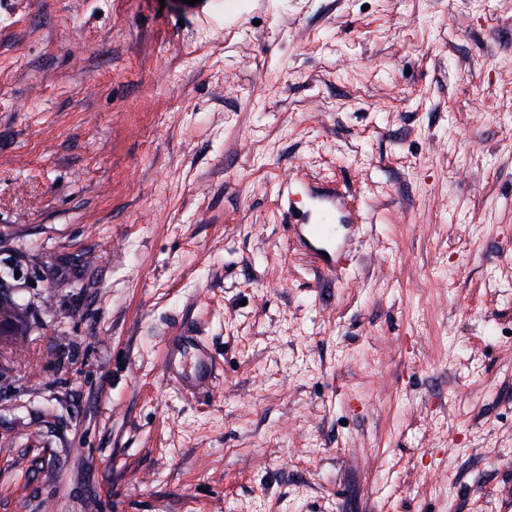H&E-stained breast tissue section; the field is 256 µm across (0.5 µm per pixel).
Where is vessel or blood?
<instances>
[{
	"mask_svg": "<svg viewBox=\"0 0 512 512\" xmlns=\"http://www.w3.org/2000/svg\"><path fill=\"white\" fill-rule=\"evenodd\" d=\"M326 207L323 219L317 224H304L300 232L309 247L325 259L327 267H335L339 259V246L345 235L344 228L331 224L330 219L338 206L330 195H323ZM164 365L179 384L187 390H197L211 383L214 364L212 357L198 336L184 330L168 337L164 345Z\"/></svg>",
	"mask_w": 512,
	"mask_h": 512,
	"instance_id": "b4317fda",
	"label": "vessel or blood"
}]
</instances>
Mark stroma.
<instances>
[{
  "mask_svg": "<svg viewBox=\"0 0 512 512\" xmlns=\"http://www.w3.org/2000/svg\"><path fill=\"white\" fill-rule=\"evenodd\" d=\"M0 275V512H512V0H0ZM318 198L328 204L321 212L322 221L319 224H300V232L309 247L328 267L326 270L332 271L336 266V259L338 263L342 257V253L339 254V246L348 229L345 226L348 224L341 227L331 224L330 217L334 215V211L339 212L341 208L328 194L318 195ZM324 254H328L329 258H325ZM23 298L16 289H0V341L17 331V313ZM164 365L186 390L196 391L212 382L211 354L198 336L188 329L169 336L164 345ZM192 357V360L188 357Z\"/></svg>",
  "mask_w": 512,
  "mask_h": 512,
  "instance_id": "35a3bbf8",
  "label": "stroma"
}]
</instances>
